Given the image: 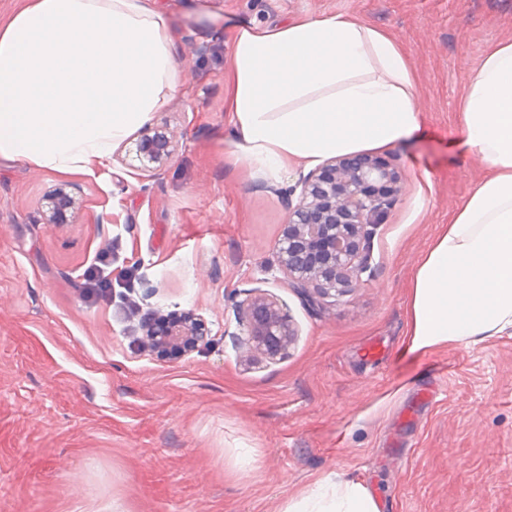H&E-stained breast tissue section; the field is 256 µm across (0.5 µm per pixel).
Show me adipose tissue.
<instances>
[{"label":"adipose tissue","instance_id":"1","mask_svg":"<svg viewBox=\"0 0 512 512\" xmlns=\"http://www.w3.org/2000/svg\"><path fill=\"white\" fill-rule=\"evenodd\" d=\"M180 88L157 0H25L0 23V159L59 174L112 154ZM229 157L277 181L419 135L403 48L346 14L236 26L224 71ZM460 144L488 169L415 269L409 349L512 336V43L489 48L460 102ZM284 512H381L359 481L326 475Z\"/></svg>","mask_w":512,"mask_h":512}]
</instances>
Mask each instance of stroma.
Segmentation results:
<instances>
[{
  "instance_id": "stroma-1",
  "label": "stroma",
  "mask_w": 512,
  "mask_h": 512,
  "mask_svg": "<svg viewBox=\"0 0 512 512\" xmlns=\"http://www.w3.org/2000/svg\"><path fill=\"white\" fill-rule=\"evenodd\" d=\"M161 2L182 85L144 130L172 131L165 166L140 170L123 147L91 174L0 160V512H283L331 473L382 512H512V337L407 349L413 271L486 172L458 142V105L485 52L512 41V0ZM330 12L405 48L424 127L386 153L405 190L369 269L319 308L275 256L301 174L249 177L225 158L224 69L234 25ZM61 184L80 208L54 226L42 199ZM106 248L112 297L86 299ZM256 288L298 336L247 365L237 305ZM187 311L205 344L176 359L140 347L141 318Z\"/></svg>"
}]
</instances>
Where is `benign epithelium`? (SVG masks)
Segmentation results:
<instances>
[{"mask_svg":"<svg viewBox=\"0 0 512 512\" xmlns=\"http://www.w3.org/2000/svg\"><path fill=\"white\" fill-rule=\"evenodd\" d=\"M142 163L166 164L177 150L171 133L160 128L134 142ZM404 191L399 168L389 159L370 153L326 161L301 181L297 202L288 207L276 245V261L291 287L314 303L345 296L366 271L371 242L380 224ZM48 224H68L79 202L61 184L46 197ZM239 357L249 364L257 358L283 356L297 336L278 300L256 293L240 304ZM204 321L193 314L154 329L145 326L142 347L167 357L206 343Z\"/></svg>","mask_w":512,"mask_h":512,"instance_id":"7a95c632","label":"benign epithelium"}]
</instances>
